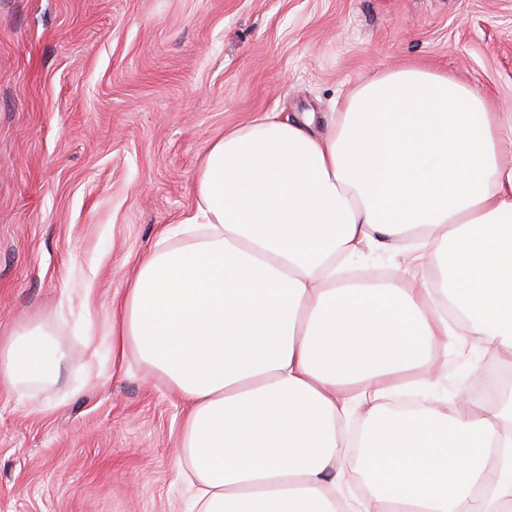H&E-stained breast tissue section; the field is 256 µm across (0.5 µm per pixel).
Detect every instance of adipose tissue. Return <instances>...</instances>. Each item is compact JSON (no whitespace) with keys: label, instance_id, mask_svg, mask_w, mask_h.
<instances>
[{"label":"adipose tissue","instance_id":"ef3b65f1","mask_svg":"<svg viewBox=\"0 0 512 512\" xmlns=\"http://www.w3.org/2000/svg\"><path fill=\"white\" fill-rule=\"evenodd\" d=\"M268 112L207 150L194 206L164 227L119 304L111 357L134 355L187 406L182 454L199 512H512V399L395 412L435 385L454 347L437 293L370 278L337 284L336 259L424 233L441 294L482 348L512 362V138L452 76L377 73L313 131ZM451 309V310H452ZM68 353L36 318L0 341V386L55 382ZM367 416L345 493L344 420Z\"/></svg>","mask_w":512,"mask_h":512}]
</instances>
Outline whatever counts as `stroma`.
Masks as SVG:
<instances>
[{
	"label": "stroma",
	"mask_w": 512,
	"mask_h": 512,
	"mask_svg": "<svg viewBox=\"0 0 512 512\" xmlns=\"http://www.w3.org/2000/svg\"><path fill=\"white\" fill-rule=\"evenodd\" d=\"M448 72L512 116V0H0V337L47 319L69 360L0 389V512H196L182 399L107 333L201 158L266 112L325 115L379 71ZM399 244L350 271L395 288ZM462 332L423 399L448 410L504 367Z\"/></svg>",
	"instance_id": "1"
}]
</instances>
